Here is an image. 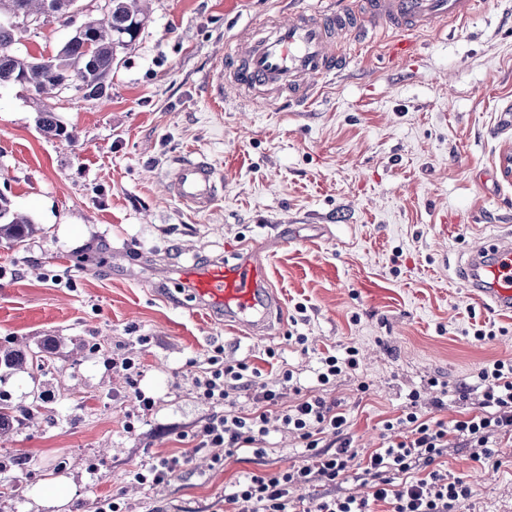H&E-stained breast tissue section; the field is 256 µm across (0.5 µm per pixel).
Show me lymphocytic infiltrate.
I'll list each match as a JSON object with an SVG mask.
<instances>
[{
  "mask_svg": "<svg viewBox=\"0 0 512 512\" xmlns=\"http://www.w3.org/2000/svg\"><path fill=\"white\" fill-rule=\"evenodd\" d=\"M247 370L242 363L228 364L196 379L201 396L221 407L196 431L197 448H221L231 455L266 435L268 412L278 406L281 393L257 383ZM474 388L482 393L481 412L447 423L425 418L415 407L417 394H410V407L396 420L385 422L380 448L365 460L363 473L371 482L370 497L325 496L313 512H374V505L381 502L391 505V512H452L458 503L471 498V485L463 478L448 476L440 459L449 434L461 437L477 460L493 457L489 443L493 434H512V358L484 365L475 383H461L457 393L463 398ZM244 391L251 394L255 404L254 412L247 416L227 407L231 394ZM281 421L284 429L304 444L302 465L252 475L238 482L235 491L225 496V503L246 504L248 512H291L300 501L297 488L317 479L338 483L348 460L358 454L344 435L345 417L323 398L301 399L282 410ZM328 430L341 438L333 452L320 445L321 434Z\"/></svg>",
  "mask_w": 512,
  "mask_h": 512,
  "instance_id": "obj_1",
  "label": "lymphocytic infiltrate"
}]
</instances>
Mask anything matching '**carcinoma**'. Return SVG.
Returning a JSON list of instances; mask_svg holds the SVG:
<instances>
[{
	"mask_svg": "<svg viewBox=\"0 0 512 512\" xmlns=\"http://www.w3.org/2000/svg\"><path fill=\"white\" fill-rule=\"evenodd\" d=\"M143 2L109 0L106 16L76 27L56 54L28 59L14 51L26 24L53 16L68 25L75 0H0V86L20 84L41 96L67 88L76 78L86 97H102L103 87L117 65V50L132 45L144 29L148 16L141 7ZM38 124L47 136L66 135L51 110L39 111ZM35 231L32 219L11 210L8 199L0 195V238L19 245ZM49 361V351L42 349L28 354L20 350L0 354V367L6 369L27 364L41 369ZM15 421V408L0 397V435L12 430Z\"/></svg>",
	"mask_w": 512,
	"mask_h": 512,
	"instance_id": "obj_1",
	"label": "carcinoma"
}]
</instances>
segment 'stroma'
<instances>
[{
  "mask_svg": "<svg viewBox=\"0 0 512 512\" xmlns=\"http://www.w3.org/2000/svg\"><path fill=\"white\" fill-rule=\"evenodd\" d=\"M316 2L149 0L107 97L72 85L53 99L70 140L40 131L27 87H0V194L37 227L23 245L0 240V352L53 354L41 373L0 371L17 411L38 392L51 411L0 437V458L29 463L5 473L22 493L0 494V512H97L105 501L122 512H222L235 482L302 451L273 411L258 447L194 452L192 433L220 407L193 381L238 362L282 388V405L301 395L338 404L360 453L342 487L362 498L371 488L356 477L360 457L410 392L427 418L448 422L480 409L479 392L462 399L456 387L512 358V314L478 303L455 277L470 246L512 225V0H480L465 22L421 35L407 63L389 59L380 38L346 42V66L312 104L248 103L229 85L214 103L232 36ZM71 32L48 18L17 49L48 55ZM190 151L222 177L207 212L166 191ZM255 245L282 303L258 336L178 291L172 274ZM477 325L494 336L475 339ZM349 346L359 369L320 385L321 357ZM127 358L138 378L122 370ZM287 371L297 389L283 388ZM493 440L498 456L478 462L449 435L444 467L474 488L456 512H512V437ZM181 453L189 463L170 482L135 480L142 464ZM59 484L66 496L49 498Z\"/></svg>",
  "mask_w": 512,
  "mask_h": 512,
  "instance_id": "obj_1",
  "label": "stroma"
}]
</instances>
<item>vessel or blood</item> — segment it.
<instances>
[{"label":"vessel or blood","mask_w":512,"mask_h":512,"mask_svg":"<svg viewBox=\"0 0 512 512\" xmlns=\"http://www.w3.org/2000/svg\"><path fill=\"white\" fill-rule=\"evenodd\" d=\"M477 4L478 0H366L359 12L328 0L319 8L290 10L288 20H270L235 37L224 56L214 95L222 97L229 81L248 99L262 95L276 100L285 95L299 103L312 100L319 80L343 67L338 33L387 32L390 54L405 58L414 48L413 35L437 23L465 20ZM219 184L212 164L186 156L171 175L167 191L187 209L203 212L217 200ZM458 276L487 306L511 313L512 227L501 226L473 245ZM176 282L206 309L223 315L227 325L252 335L266 333L280 311V299L257 261L182 268Z\"/></svg>","instance_id":"obj_1"}]
</instances>
